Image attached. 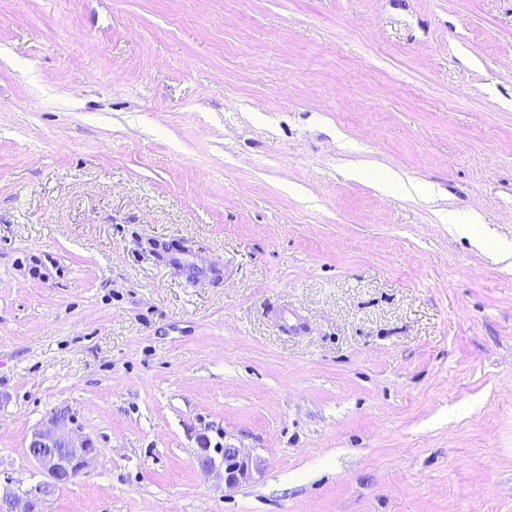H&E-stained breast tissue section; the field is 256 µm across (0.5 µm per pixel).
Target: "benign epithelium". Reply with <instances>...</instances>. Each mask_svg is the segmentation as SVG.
<instances>
[{
  "label": "benign epithelium",
  "mask_w": 512,
  "mask_h": 512,
  "mask_svg": "<svg viewBox=\"0 0 512 512\" xmlns=\"http://www.w3.org/2000/svg\"><path fill=\"white\" fill-rule=\"evenodd\" d=\"M71 420L54 415L49 424L32 433L28 452L40 467L44 480L24 490L0 485V512H44V504L59 485L80 476L96 451L89 438L72 436ZM224 482L235 485L246 477L248 461L238 448H222Z\"/></svg>",
  "instance_id": "7a95c632"
}]
</instances>
